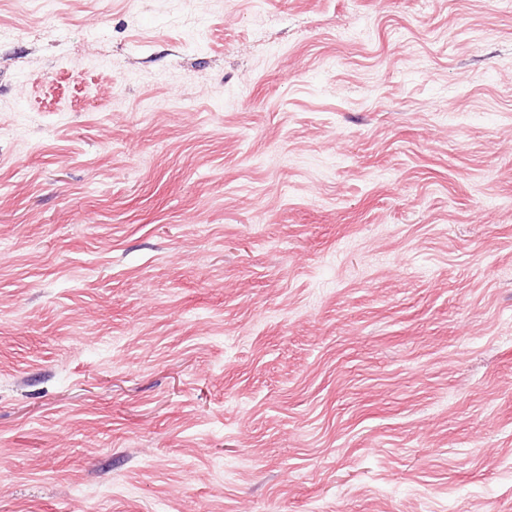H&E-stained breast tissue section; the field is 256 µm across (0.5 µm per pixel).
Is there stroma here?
<instances>
[{"instance_id":"stroma-1","label":"stroma","mask_w":512,"mask_h":512,"mask_svg":"<svg viewBox=\"0 0 512 512\" xmlns=\"http://www.w3.org/2000/svg\"><path fill=\"white\" fill-rule=\"evenodd\" d=\"M0 512H512V0H0Z\"/></svg>"}]
</instances>
